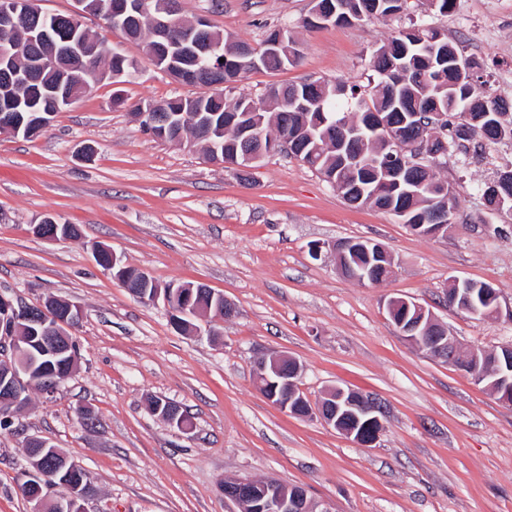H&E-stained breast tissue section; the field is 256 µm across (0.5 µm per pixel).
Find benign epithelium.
I'll return each mask as SVG.
<instances>
[{
  "label": "benign epithelium",
  "mask_w": 512,
  "mask_h": 512,
  "mask_svg": "<svg viewBox=\"0 0 512 512\" xmlns=\"http://www.w3.org/2000/svg\"><path fill=\"white\" fill-rule=\"evenodd\" d=\"M81 8L71 12L68 17L73 31L85 30V18L95 14L86 0H78ZM107 14L113 21L125 23L146 20L151 27L153 36L161 41L169 40L170 30L175 14L173 5L163 10L151 11L148 0H117L106 6ZM40 8L37 0H3L0 3V26L8 28L15 23L20 15H39ZM212 24L204 16H199L183 25L181 47L190 56L201 57L216 50L211 37ZM224 74H204V80L199 86V92L189 97L193 101L199 97L218 99L224 96ZM51 120L35 119L28 126L20 124L10 126V130L28 137L39 135L49 128ZM440 137L428 127L421 128L420 135L410 143L408 149L421 158L431 152ZM288 149L285 140L270 141L268 146L258 151H243L225 162V165L238 171H248L258 163L266 154ZM436 223L426 227L422 224L409 225L410 230L427 237H436L446 228L445 216L441 213L435 216ZM110 260L105 264V270L126 288L136 285L148 278L142 271L132 270V267L120 264L115 253H109ZM474 283L466 280H453L448 290L451 295L450 306L460 311L478 313L473 305L472 294ZM198 290L195 285H180L177 289L171 288L163 291L159 288L149 296H142L140 300L148 304L163 302L170 313L174 327L188 326L194 329L193 320L203 313L197 303L195 295ZM388 316L403 337L412 344H420L421 339L428 341L430 353L438 359L466 370L477 384L481 383L488 374L496 379L489 385V389L498 401L512 404V359L505 358L504 364H495L494 370L487 372L481 368V363L487 356V350L472 347L462 350L460 342L448 333L438 317L423 305L405 298H391L386 305ZM71 315L70 323H63L57 327L49 325V318L39 316L29 307L18 301L0 294V362L11 364L19 347L20 334L17 332L18 323L25 322L33 328L42 331L50 328L54 335L62 338L67 336L70 324L78 323L83 319L80 305L71 302L68 306ZM262 392L273 405L298 416L316 415L325 425L336 429L341 434L358 444L373 446L377 443L383 432V423L380 410L376 402L364 397L351 389L338 387L327 394L325 399L318 403L311 402L299 384V368L296 362L286 355L272 358L270 361H261ZM31 386V380L23 370H11V374L0 379V400L17 407L24 403ZM151 412L169 425L182 431L190 430L186 419L175 410L170 401L154 402ZM224 498L230 500L238 512H331L326 507L308 499L306 490L293 486L288 487L274 480H264L260 483L254 480H243L235 477L224 478ZM83 496L75 491L64 499L58 501V512H84L82 506Z\"/></svg>",
  "instance_id": "benign-epithelium-1"
}]
</instances>
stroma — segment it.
I'll return each mask as SVG.
<instances>
[{"instance_id": "35a3bbf8", "label": "stroma", "mask_w": 512, "mask_h": 512, "mask_svg": "<svg viewBox=\"0 0 512 512\" xmlns=\"http://www.w3.org/2000/svg\"><path fill=\"white\" fill-rule=\"evenodd\" d=\"M400 16L311 28L312 0H179L183 18L208 16L225 36L258 44L288 25L297 65L252 71L226 100L262 99L268 87L306 78L371 87L375 50L421 19L417 0ZM459 52L482 66L492 95L512 103V0H456L430 15ZM88 28L137 62L58 112L33 138L0 132V293L38 306L79 303L72 331L78 365L53 395L31 391L12 429L0 430V512H30L18 486L28 438L48 440L85 470V512H232L225 478L273 479L304 487L331 512H512V405L400 335L386 304L403 297L432 310L463 346L512 344V219L492 211L482 187L512 167V144L456 157L437 175L456 196L452 225L436 238L394 215L353 206L302 162L266 156L240 179L206 162L200 146L156 140L133 114L143 99L193 94L155 67L139 45L96 18ZM77 225L74 240L48 241L44 218ZM350 238L383 243L392 273L360 283L336 268L330 247ZM112 247L121 264L159 283H202L234 305V316L174 329L163 305H145L93 255ZM323 244L320 259L311 244ZM493 286L500 315L449 307L453 279ZM288 355L311 401L333 387L380 402L385 429L366 447L316 417L274 407L259 390L258 363ZM160 397L187 410L184 433L150 413ZM98 420L82 423L77 405Z\"/></svg>"}]
</instances>
